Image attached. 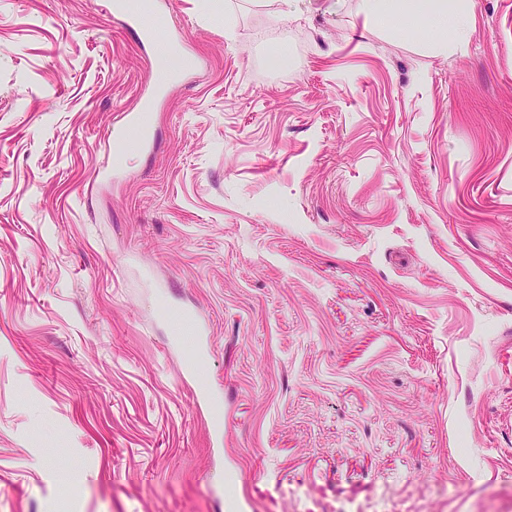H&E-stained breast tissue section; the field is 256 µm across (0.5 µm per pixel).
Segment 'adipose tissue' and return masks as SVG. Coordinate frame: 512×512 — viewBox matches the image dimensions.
<instances>
[{
  "mask_svg": "<svg viewBox=\"0 0 512 512\" xmlns=\"http://www.w3.org/2000/svg\"><path fill=\"white\" fill-rule=\"evenodd\" d=\"M360 13L389 32L401 35L421 21L438 22L434 46L447 52L449 45H462L470 26L471 0H356Z\"/></svg>",
  "mask_w": 512,
  "mask_h": 512,
  "instance_id": "obj_1",
  "label": "adipose tissue"
}]
</instances>
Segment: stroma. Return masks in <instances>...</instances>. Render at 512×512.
<instances>
[{"instance_id": "obj_1", "label": "stroma", "mask_w": 512, "mask_h": 512, "mask_svg": "<svg viewBox=\"0 0 512 512\" xmlns=\"http://www.w3.org/2000/svg\"><path fill=\"white\" fill-rule=\"evenodd\" d=\"M0 0V512H512V0L463 48L355 0ZM207 326L223 433L157 306ZM116 4L123 12L126 27L136 34L144 45L157 48L163 40L169 47L166 58L161 59L157 54L158 65L152 77L144 86L141 95V108L137 112H126L122 122L114 125L108 137L113 149L123 152L143 153L151 147L152 136L149 126L150 112L158 107L165 97L167 87L178 81L187 70L197 69L198 59L192 55H177L176 44L167 30L159 26L157 19H149L133 4V1H117ZM176 59V60H175Z\"/></svg>"}]
</instances>
